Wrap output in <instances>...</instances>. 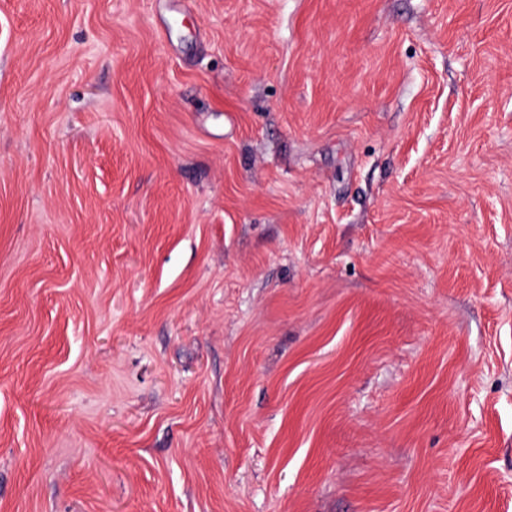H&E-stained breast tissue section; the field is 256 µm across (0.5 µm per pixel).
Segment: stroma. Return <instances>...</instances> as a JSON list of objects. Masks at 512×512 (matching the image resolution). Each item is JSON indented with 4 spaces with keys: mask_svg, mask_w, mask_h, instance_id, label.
Wrapping results in <instances>:
<instances>
[{
    "mask_svg": "<svg viewBox=\"0 0 512 512\" xmlns=\"http://www.w3.org/2000/svg\"><path fill=\"white\" fill-rule=\"evenodd\" d=\"M0 512H512V0H0Z\"/></svg>",
    "mask_w": 512,
    "mask_h": 512,
    "instance_id": "obj_1",
    "label": "stroma"
}]
</instances>
